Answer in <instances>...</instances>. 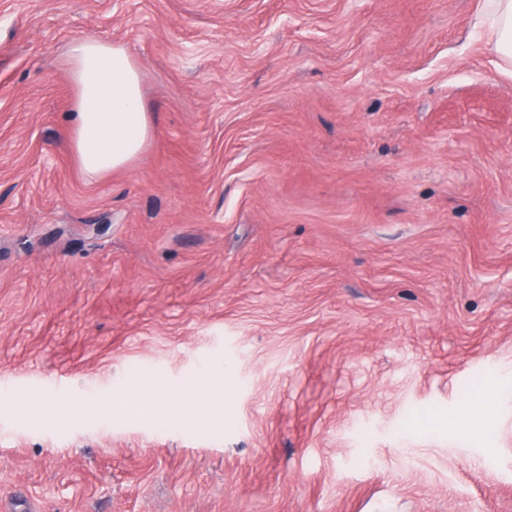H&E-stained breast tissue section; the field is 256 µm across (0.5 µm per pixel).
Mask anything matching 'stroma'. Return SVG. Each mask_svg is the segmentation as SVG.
I'll return each mask as SVG.
<instances>
[{"instance_id":"1","label":"stroma","mask_w":512,"mask_h":512,"mask_svg":"<svg viewBox=\"0 0 512 512\" xmlns=\"http://www.w3.org/2000/svg\"><path fill=\"white\" fill-rule=\"evenodd\" d=\"M481 10L0 0V512H512V75ZM76 39L123 44L156 118L98 180ZM216 366V428L34 407Z\"/></svg>"}]
</instances>
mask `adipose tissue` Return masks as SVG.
Listing matches in <instances>:
<instances>
[{
  "instance_id": "adipose-tissue-1",
  "label": "adipose tissue",
  "mask_w": 512,
  "mask_h": 512,
  "mask_svg": "<svg viewBox=\"0 0 512 512\" xmlns=\"http://www.w3.org/2000/svg\"><path fill=\"white\" fill-rule=\"evenodd\" d=\"M485 17L488 43L504 70H511L512 0H486ZM67 60L76 88L71 148L86 176L97 180L141 158L153 137L154 116L145 104L139 69L123 46L77 40L70 43ZM141 407L150 420L165 423L200 415L219 420L224 414L218 394L203 398L186 387L173 399L159 379L111 403L112 412L123 416Z\"/></svg>"
}]
</instances>
